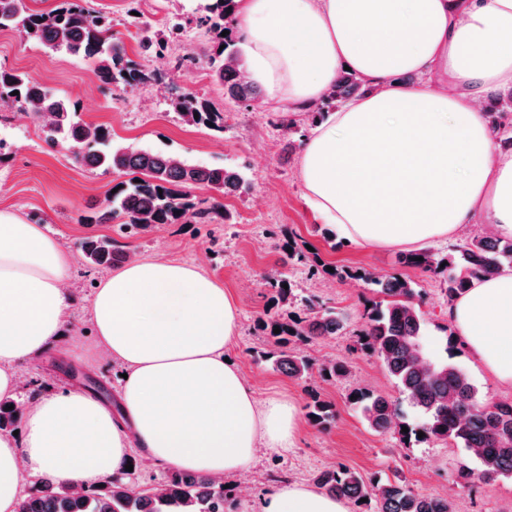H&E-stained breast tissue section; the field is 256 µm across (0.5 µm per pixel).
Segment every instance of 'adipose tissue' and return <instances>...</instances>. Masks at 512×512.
<instances>
[{
  "label": "adipose tissue",
  "instance_id": "adipose-tissue-1",
  "mask_svg": "<svg viewBox=\"0 0 512 512\" xmlns=\"http://www.w3.org/2000/svg\"><path fill=\"white\" fill-rule=\"evenodd\" d=\"M249 78L290 112L314 109L351 68L368 92L313 126L300 158L322 223L360 246L420 251L488 224L512 237V149L482 107L512 92V0H236ZM414 83H403L405 75ZM73 255L42 225L0 208V397L16 366L67 322ZM94 346L123 364L117 404L80 387L42 397L22 437L0 434V512L23 474L88 487L132 455L227 478L260 449L295 447L301 418L258 401L225 357L238 335L233 294L198 267L140 258L102 277L90 301ZM454 339L512 388V272L476 281L448 306ZM229 512H349L345 500L288 482Z\"/></svg>",
  "mask_w": 512,
  "mask_h": 512
}]
</instances>
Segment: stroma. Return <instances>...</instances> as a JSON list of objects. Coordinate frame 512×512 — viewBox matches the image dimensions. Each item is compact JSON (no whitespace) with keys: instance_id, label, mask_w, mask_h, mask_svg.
<instances>
[{"instance_id":"1","label":"stroma","mask_w":512,"mask_h":512,"mask_svg":"<svg viewBox=\"0 0 512 512\" xmlns=\"http://www.w3.org/2000/svg\"><path fill=\"white\" fill-rule=\"evenodd\" d=\"M105 14L112 34L121 40L126 56L142 69L169 79L174 92L185 90L209 100L224 114V132L217 135L186 124L170 100L154 87L109 90L93 65L83 59L44 50L19 30L0 31V67L37 79L74 101L85 121L103 125L113 142L179 155L186 161L209 167L243 171L252 184L249 194L223 199L229 218L221 224H165L131 237H117L112 224H85L81 217L100 204L122 177L78 163L65 147L47 145L35 125L17 107L0 103V139L12 151L0 160V207H11L24 217H39L42 224L72 254H79L89 236L118 238L131 257L176 259L198 266L234 294L239 311L238 336L229 352L258 399L285 397L306 407L311 394L329 401L334 418L328 428L301 423L295 448L285 453L261 450L257 465L235 477L247 497L257 499L280 474L290 482L310 483L317 470L345 465L364 474L377 473L400 479L422 493L445 497L455 512H512V477L471 493L456 486L451 475L462 467L478 469V460L453 443H419L401 447L397 434L370 429L348 400L349 393L365 387L396 401L405 420H417V412L401 396L394 380L374 356L354 351V332L359 315L373 293L359 281L336 276L309 275L301 265L282 266L288 242L311 246L327 265L396 274L423 290L420 304L424 319L421 344L436 363L449 362L467 374L482 399L512 400V390L499 387L460 346L447 345L448 301L438 278L401 262L402 249L372 250L351 241L331 249L318 231V216L306 205L298 177L302 137L287 138L275 127L276 110L258 100L245 105L225 98L207 66L209 35L194 19L202 0H88ZM185 20L179 50L145 53L142 44L163 29L172 17ZM195 57L186 80L172 78L177 53ZM282 269L300 296L318 299L325 306L350 315L342 335L304 345L306 354L319 360H344L347 376L322 382L318 375L296 380L273 370L257 353L269 348V331L258 329L257 320L267 305L263 276ZM102 270L75 263L69 283L71 306L66 323L69 336L80 337L89 350L78 361L66 352V341L55 342L43 355L19 363V408L32 402L33 389L58 392L82 387L107 401H115L120 366L91 349L89 302Z\"/></svg>"}]
</instances>
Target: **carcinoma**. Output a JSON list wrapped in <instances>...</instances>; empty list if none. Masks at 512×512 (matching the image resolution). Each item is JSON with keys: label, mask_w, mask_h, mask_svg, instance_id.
<instances>
[{"label": "carcinoma", "mask_w": 512, "mask_h": 512, "mask_svg": "<svg viewBox=\"0 0 512 512\" xmlns=\"http://www.w3.org/2000/svg\"><path fill=\"white\" fill-rule=\"evenodd\" d=\"M234 5L235 0H206L200 24L214 35L209 54L212 77L230 99L247 103L256 98L257 88L243 75L233 35ZM7 28L21 29L50 51H64L93 63L106 85L125 89L156 80L126 58L123 48L112 40L109 21L88 7L87 0H62L49 13L30 10L26 0H0V29ZM183 29L177 19L156 35V41L146 42V47L155 44L166 49L180 39ZM366 91L355 75L344 72L322 106L306 113V119L314 124L323 118L325 108L361 97ZM511 101L512 96L506 102L498 95L490 97L492 104L501 107V111L490 113L495 130L506 126L505 109ZM0 102L17 104L26 111L46 143H68L76 148L77 161L106 171L142 174L138 182L115 185L117 192L109 194L100 207L90 209L83 217L87 224H110L118 219V232L123 235L163 224H214L224 220V206L197 203L190 189L204 186L222 197L251 189L239 169L192 165L177 155L112 143L102 126L79 118L78 107L69 98L23 72L0 67ZM172 105L186 123L224 133V113L208 100L184 91ZM288 249L289 263L307 266L314 275L319 273L318 265L306 253L292 244ZM125 258L126 253L114 239L92 236L81 244V259L87 266L109 268ZM402 263L438 276L451 302L475 279L512 269V239L485 234L451 246L446 253L430 248L408 254ZM333 275L361 281L381 296L363 314L355 349L377 356L423 414L422 422L405 423L388 398L360 388L352 392L351 403L361 410L369 427L375 431L397 430L405 446L421 440L450 441L467 449L477 458L480 468L474 471L462 467L452 475L453 482L463 489L471 491L478 484L488 486L503 477H512V401L478 399L463 371L448 362L435 363L427 356L420 343L423 320L415 283L361 270L343 269ZM265 288L277 307L284 308L297 300L293 284L277 270L266 275ZM347 324L345 314L307 299L302 314L270 318L271 329L278 328L280 332L274 335V347L265 353V358L276 370L297 379L314 371L325 381L344 377L349 371L347 363H316L288 347V342L292 337L312 341L334 336ZM10 405L12 401L0 399V432L12 431L17 421V409ZM308 419L327 427L333 419L331 404L313 395ZM404 425L406 433L402 431ZM313 484L330 495L347 499L357 512H455L453 503L446 498L418 493L401 480L366 477L343 465L319 471ZM235 494L234 486L227 487L200 473L171 471L160 488L152 490L140 489L128 476H113L82 492L44 476L33 493L19 500L16 512H228Z\"/></svg>", "instance_id": "cac0c4a2"}]
</instances>
